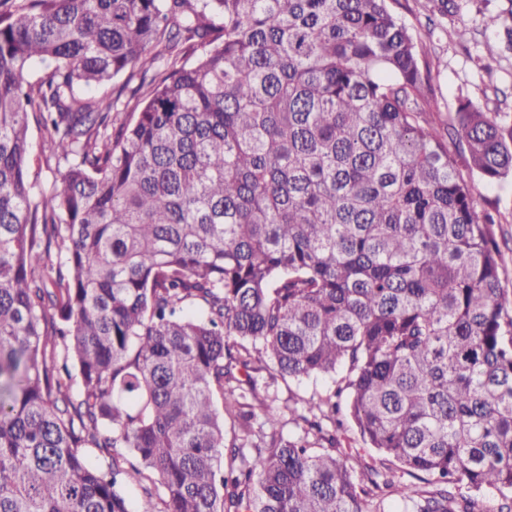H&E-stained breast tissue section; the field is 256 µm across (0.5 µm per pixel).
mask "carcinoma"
<instances>
[{
    "label": "carcinoma",
    "mask_w": 512,
    "mask_h": 512,
    "mask_svg": "<svg viewBox=\"0 0 512 512\" xmlns=\"http://www.w3.org/2000/svg\"><path fill=\"white\" fill-rule=\"evenodd\" d=\"M462 164L512 177V122L442 111L389 0H0V512H512V290ZM338 372L284 437L261 374ZM342 394L421 485L338 446ZM30 138L32 142V177H37L35 191L49 190L61 184L60 173L64 171L63 165H59L55 158L46 160V155L40 150L43 143V131L34 119H31Z\"/></svg>",
    "instance_id": "carcinoma-1"
}]
</instances>
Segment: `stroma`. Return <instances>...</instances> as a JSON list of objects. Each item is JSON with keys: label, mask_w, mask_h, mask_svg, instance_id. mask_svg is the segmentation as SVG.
<instances>
[{"label": "stroma", "mask_w": 512, "mask_h": 512, "mask_svg": "<svg viewBox=\"0 0 512 512\" xmlns=\"http://www.w3.org/2000/svg\"><path fill=\"white\" fill-rule=\"evenodd\" d=\"M393 8L425 44L436 93L446 108L455 109L461 98L482 105L493 88H512V53L487 69L475 63L486 37L483 16L511 13L512 0H395ZM463 25L474 31L466 43L456 36ZM472 185L474 194L495 217L498 238L511 244L503 252V285L512 289V180L490 185L476 177Z\"/></svg>", "instance_id": "35a3bbf8"}]
</instances>
